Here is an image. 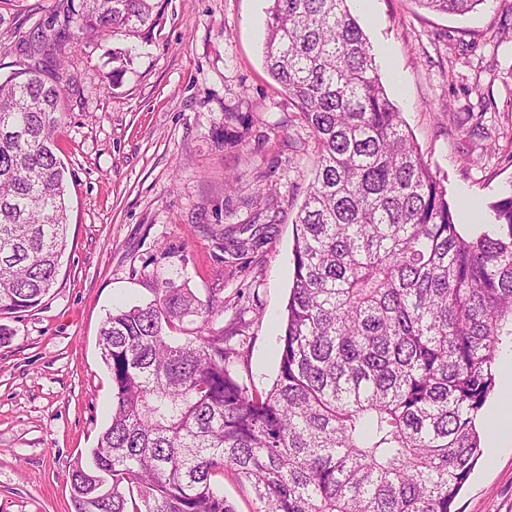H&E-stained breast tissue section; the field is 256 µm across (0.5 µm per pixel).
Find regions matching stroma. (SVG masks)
<instances>
[{
	"mask_svg": "<svg viewBox=\"0 0 512 512\" xmlns=\"http://www.w3.org/2000/svg\"><path fill=\"white\" fill-rule=\"evenodd\" d=\"M80 0H0V79L20 41ZM149 38L70 29L77 58L56 153L68 173V247L58 282L7 318L0 346V512H74L70 474L112 414L98 347L107 314L171 282L224 303L248 350L238 373L270 388L293 279V221L317 153L264 66L267 0H160ZM386 92L451 207L512 194V0L462 17L414 0L357 12ZM273 196L264 209L257 187ZM272 225L262 252L224 264V228ZM456 512H512V450L479 458Z\"/></svg>",
	"mask_w": 512,
	"mask_h": 512,
	"instance_id": "obj_1",
	"label": "stroma"
}]
</instances>
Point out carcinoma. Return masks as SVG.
I'll return each instance as SVG.
<instances>
[{
  "instance_id": "1",
  "label": "carcinoma",
  "mask_w": 512,
  "mask_h": 512,
  "mask_svg": "<svg viewBox=\"0 0 512 512\" xmlns=\"http://www.w3.org/2000/svg\"><path fill=\"white\" fill-rule=\"evenodd\" d=\"M268 72L313 134L317 164L295 219L293 284L271 389L250 391L215 300L171 283L100 333L111 421L71 472L75 512H236L229 472L257 512H454L479 455L477 420L512 338V194L492 223L457 210L389 99L347 0H269ZM462 15L483 0H415ZM159 0H81L21 41L0 81V319L37 306L66 250V167L54 135L75 61L46 77L71 25L136 38ZM271 224L224 228L235 267ZM200 319L196 335L173 326ZM218 487L235 507L237 512H254L258 505L246 488L238 483L233 475L226 473L224 481H218Z\"/></svg>"
}]
</instances>
